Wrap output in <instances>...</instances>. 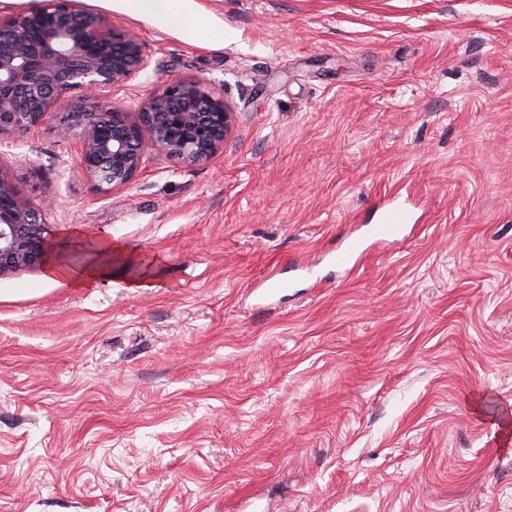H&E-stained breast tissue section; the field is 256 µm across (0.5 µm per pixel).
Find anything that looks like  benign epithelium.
<instances>
[{"label": "benign epithelium", "mask_w": 512, "mask_h": 512, "mask_svg": "<svg viewBox=\"0 0 512 512\" xmlns=\"http://www.w3.org/2000/svg\"><path fill=\"white\" fill-rule=\"evenodd\" d=\"M149 65L139 38L75 0L1 16L0 135L64 112L60 135L78 136L83 169L109 189L132 179L147 146L185 163L209 160L224 145L230 112L203 81L178 79L144 98L135 124L109 96ZM47 210L22 199L0 173V274L45 263Z\"/></svg>", "instance_id": "obj_1"}]
</instances>
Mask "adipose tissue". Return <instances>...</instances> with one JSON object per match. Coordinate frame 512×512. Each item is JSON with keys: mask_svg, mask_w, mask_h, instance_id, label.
Wrapping results in <instances>:
<instances>
[{"mask_svg": "<svg viewBox=\"0 0 512 512\" xmlns=\"http://www.w3.org/2000/svg\"><path fill=\"white\" fill-rule=\"evenodd\" d=\"M107 6H116L127 13L146 17L158 25L171 28L191 37L209 35L207 23L196 13L194 0H105ZM91 259L85 265L74 267L60 259H50L46 277L52 282H66L76 288H87L111 276L114 266L125 260L122 246L95 242L90 246Z\"/></svg>", "mask_w": 512, "mask_h": 512, "instance_id": "obj_1", "label": "adipose tissue"}]
</instances>
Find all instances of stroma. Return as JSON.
Wrapping results in <instances>:
<instances>
[{
  "label": "stroma",
  "instance_id": "35a3bbf8",
  "mask_svg": "<svg viewBox=\"0 0 512 512\" xmlns=\"http://www.w3.org/2000/svg\"><path fill=\"white\" fill-rule=\"evenodd\" d=\"M195 3L223 42L113 10L150 66L112 96L206 82L210 160L105 190L56 118L0 138L50 252L128 257L0 274V512H512V0ZM91 260L73 267L61 259L51 258L46 266V278L51 282H66L74 288H87L112 275V267L125 261V249L108 242L90 244Z\"/></svg>",
  "mask_w": 512,
  "mask_h": 512
}]
</instances>
